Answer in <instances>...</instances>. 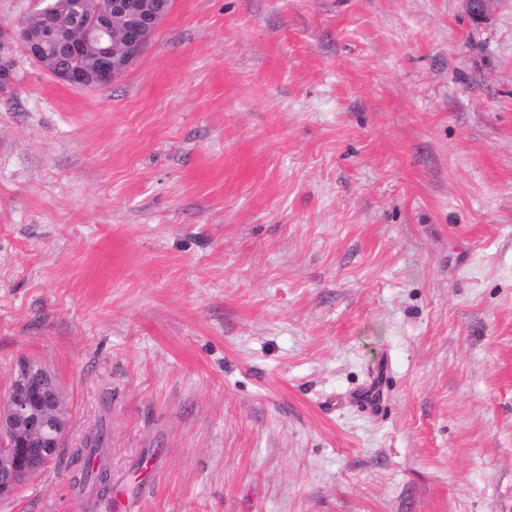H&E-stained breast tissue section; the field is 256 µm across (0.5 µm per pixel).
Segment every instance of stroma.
I'll use <instances>...</instances> for the list:
<instances>
[{
    "mask_svg": "<svg viewBox=\"0 0 512 512\" xmlns=\"http://www.w3.org/2000/svg\"><path fill=\"white\" fill-rule=\"evenodd\" d=\"M0 96V398L70 433L0 512H512V0H172L94 91ZM388 358L378 415L351 402ZM102 448H107L106 434L102 429L97 430L86 438L82 448H76L71 455V463L74 465L81 462L76 468V475L73 476V486L81 492L89 491L92 495L104 497L110 492V474L103 466L92 465L96 453ZM99 486L98 490H94Z\"/></svg>",
    "mask_w": 512,
    "mask_h": 512,
    "instance_id": "35a3bbf8",
    "label": "stroma"
}]
</instances>
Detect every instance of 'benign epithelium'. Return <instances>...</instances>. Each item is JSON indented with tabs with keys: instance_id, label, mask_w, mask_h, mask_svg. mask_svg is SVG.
Listing matches in <instances>:
<instances>
[{
	"instance_id": "obj_1",
	"label": "benign epithelium",
	"mask_w": 512,
	"mask_h": 512,
	"mask_svg": "<svg viewBox=\"0 0 512 512\" xmlns=\"http://www.w3.org/2000/svg\"><path fill=\"white\" fill-rule=\"evenodd\" d=\"M37 23L0 32V93L15 89L13 50L24 53L64 83L94 90L120 77L149 45L166 12L149 0H42ZM475 22L488 20L497 0H462ZM84 53L75 68L47 56L44 35ZM64 395L55 374L45 365L22 359L0 405V501L13 498L22 486L61 454L69 433Z\"/></svg>"
}]
</instances>
